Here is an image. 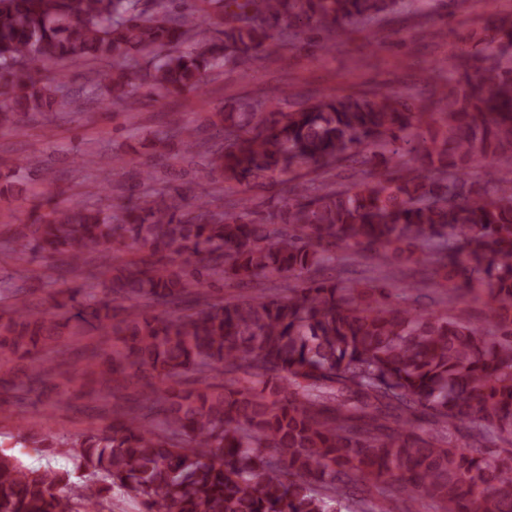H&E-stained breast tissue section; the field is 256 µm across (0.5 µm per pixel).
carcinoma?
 <instances>
[{"instance_id":"obj_1","label":"carcinoma","mask_w":512,"mask_h":512,"mask_svg":"<svg viewBox=\"0 0 512 512\" xmlns=\"http://www.w3.org/2000/svg\"><path fill=\"white\" fill-rule=\"evenodd\" d=\"M401 0H0V128L20 116L82 115L81 98L107 107L147 87L198 93L204 77L236 68L289 36L320 34L324 52L350 28ZM472 35L491 62L448 78L436 110L431 76L414 95L326 93L288 111L248 102L224 112L215 140L171 123L153 134L199 150L224 186L193 200L175 184L114 207L98 198L34 208L9 228L11 249L55 260L96 286L35 305L29 290H0V360L65 354L89 328L112 345L60 372L136 389L112 404V424L66 448L72 470L25 466L0 454V512H101L118 488L145 512H512V12L490 9ZM215 37L200 39L201 29ZM294 30L288 34V30ZM103 61L77 96L71 66ZM492 158L494 168L478 171ZM32 162L0 174V195L28 191ZM283 186L254 216L224 189ZM374 251L393 265H424L448 296L486 291L478 326L463 313L418 312L392 285L336 279L338 253ZM100 262L86 270V254ZM135 250L136 259L122 253ZM287 277L288 295L230 299ZM197 376L201 386L181 379ZM49 381L19 384L0 413Z\"/></svg>"}]
</instances>
